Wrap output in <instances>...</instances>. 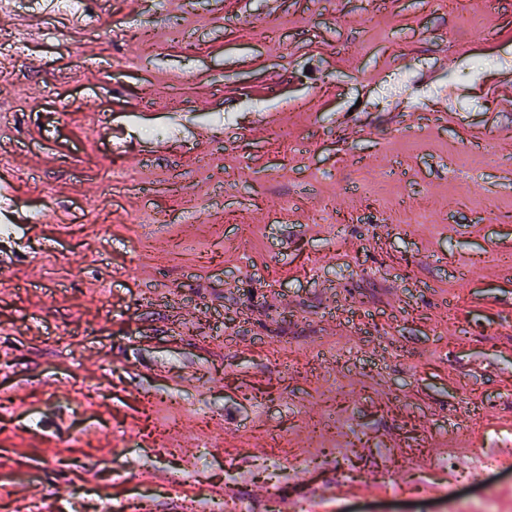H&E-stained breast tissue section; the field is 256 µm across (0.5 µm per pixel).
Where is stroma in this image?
I'll return each instance as SVG.
<instances>
[{
  "instance_id": "stroma-1",
  "label": "stroma",
  "mask_w": 512,
  "mask_h": 512,
  "mask_svg": "<svg viewBox=\"0 0 512 512\" xmlns=\"http://www.w3.org/2000/svg\"><path fill=\"white\" fill-rule=\"evenodd\" d=\"M91 2L0 18V512H512V0Z\"/></svg>"
}]
</instances>
